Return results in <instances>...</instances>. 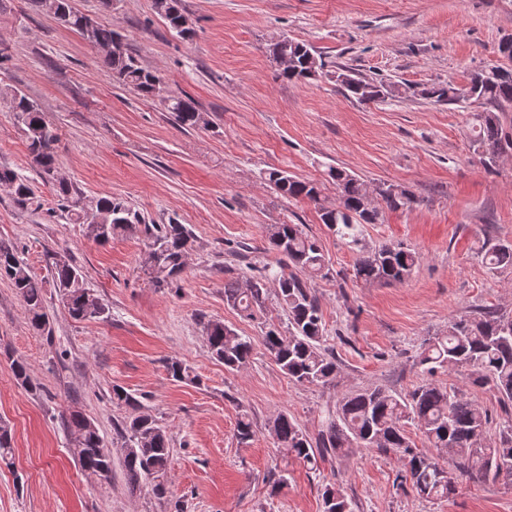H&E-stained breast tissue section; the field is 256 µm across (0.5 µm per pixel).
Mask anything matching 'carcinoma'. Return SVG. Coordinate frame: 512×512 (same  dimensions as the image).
Returning a JSON list of instances; mask_svg holds the SVG:
<instances>
[{
  "label": "carcinoma",
  "instance_id": "obj_1",
  "mask_svg": "<svg viewBox=\"0 0 512 512\" xmlns=\"http://www.w3.org/2000/svg\"><path fill=\"white\" fill-rule=\"evenodd\" d=\"M42 10L52 13L66 28L82 35L103 54V63L113 81L127 86L144 97L161 98L176 122L188 129L207 125L203 113L188 97L171 95L159 72L144 67L132 55L122 35L111 25L101 23L75 10L70 0H33ZM156 11L179 36L189 39L192 27H182L186 19L181 0H154ZM288 57V69L280 75L288 80H318L323 77L339 84L344 95L359 102H379L409 89L391 83L375 82L354 72L327 69L324 58L310 45L285 37L271 47V56ZM471 101L490 109L476 114L479 132L475 151L487 166L512 149V133L505 130L499 112L512 108V67L493 65L474 73L467 84ZM415 94L436 102L453 104L455 86L432 84ZM0 97L14 113L19 131L27 143L30 162L41 182L49 185L63 202L66 218L73 224H97L100 233H89L99 242L142 233L151 239L144 251L140 267L156 288L170 286L185 267L192 233L184 224H148L124 202L112 196L88 197L59 171L55 144L58 129L49 123L38 103L26 94L0 87ZM328 177L339 189V198L330 202L318 184L299 180L286 172L273 169L268 182L283 196L306 198L318 209L321 223L356 250L355 277L366 282L390 284L407 278L420 260L419 254L401 244H381L372 249L362 246V225L375 224L382 207L395 210L413 203V197L394 184L378 186V202L369 206L370 186L361 179L336 167ZM0 189L9 192L15 207L36 210L40 202L32 182L10 166L0 164ZM265 250L275 253L296 269L281 276L271 264L246 278L224 281L227 305L253 317L266 308L270 284L278 285L277 298L287 319L288 335L281 326L264 321L261 344L279 369L299 384L326 386L338 374L336 357L326 346V330L320 305L311 293L308 278L324 272L327 261L318 239L309 235L302 224H274L270 227ZM485 264L493 273L512 269V243H496L487 249ZM0 277L8 280L24 303L31 330L52 338L50 318L46 310L44 282L31 273L20 258L18 249L0 239ZM54 287L68 314L75 320L104 319L108 308L89 288L79 267L58 261L52 271ZM207 345L212 356L228 370H239L249 361L254 339L242 336L221 321L204 325ZM418 364L433 373L448 366L468 371L475 385L489 384L500 395V401L512 404V316L491 305L474 312L467 319L453 322L442 336L426 339L417 352ZM16 382L24 389L39 390L28 363L22 358L11 360ZM168 375L176 381L195 380L189 366L180 360L166 363ZM112 404L125 410L116 433L120 445L128 489L136 493L148 486L158 499L167 497L172 462L170 439L166 428L156 417L144 411L143 404L120 386L112 387ZM492 420L491 414L468 400L462 391L423 382L406 396L381 388L352 391L326 409L320 418L316 436L312 437L286 414H280L268 427L277 447L284 449L312 472L327 456L343 457L352 449L373 446L392 450L404 467L400 480H408L412 489L427 499H449L456 484L469 480H491L512 487V419L499 433L495 445L483 440ZM71 441L83 449L79 459L82 471L89 477L108 480L112 474V449L90 419L77 410L61 415ZM416 426L429 447L437 452H451L456 459L455 471L445 470L438 456L416 448L407 434V426ZM12 432L9 423L0 420V464L12 459ZM322 512H354L352 501L342 486L325 484L321 488Z\"/></svg>",
  "mask_w": 512,
  "mask_h": 512
}]
</instances>
